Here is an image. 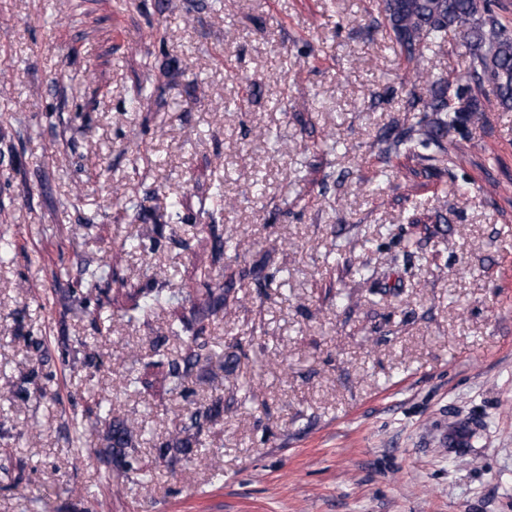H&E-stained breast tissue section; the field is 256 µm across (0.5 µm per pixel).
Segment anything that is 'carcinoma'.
Masks as SVG:
<instances>
[{
  "label": "carcinoma",
  "mask_w": 512,
  "mask_h": 512,
  "mask_svg": "<svg viewBox=\"0 0 512 512\" xmlns=\"http://www.w3.org/2000/svg\"><path fill=\"white\" fill-rule=\"evenodd\" d=\"M376 10L385 29L392 34L400 54L414 64L410 70V84L416 88L426 86V92L410 91L408 110L435 115L432 122L419 121L417 125L392 138L384 135L379 139L387 154L403 155L407 159L429 162L432 169L449 156V148L443 138L449 130L482 118L479 99L474 92L484 85L492 87L498 104L512 110V30L501 22L491 10L488 0H377ZM460 40L469 53L468 72L465 83L452 85L445 80H433L431 71L421 66L429 59L434 49L450 40ZM434 148L435 155L421 153ZM213 207H203L208 216L232 206L224 194V187H213ZM182 197L176 192L166 196V216L170 220L181 219ZM240 243H230V238L211 235V261L203 274L200 301L186 315L175 311L169 324L174 336L184 338L186 355L181 360L167 362L166 379L170 390L185 393L188 379L193 376L200 362L197 349L205 320L224 313L226 298L224 289L214 286L213 266L232 252L239 254ZM125 304L120 307L122 316L132 322L144 318L157 310L178 304L179 294L169 288L136 289L124 293ZM108 398L95 401V421L87 424L73 419L72 443L78 451L87 437L96 434L100 447L93 449L105 479L122 487L142 483L152 474L142 472L140 478L133 467L132 459L138 452L135 435L137 426L129 419L110 417ZM224 413V399L217 396L198 406L188 417V423L171 435L160 447L159 457L167 468L173 470L181 457L189 454L198 442L205 424L220 418Z\"/></svg>",
  "instance_id": "obj_1"
}]
</instances>
